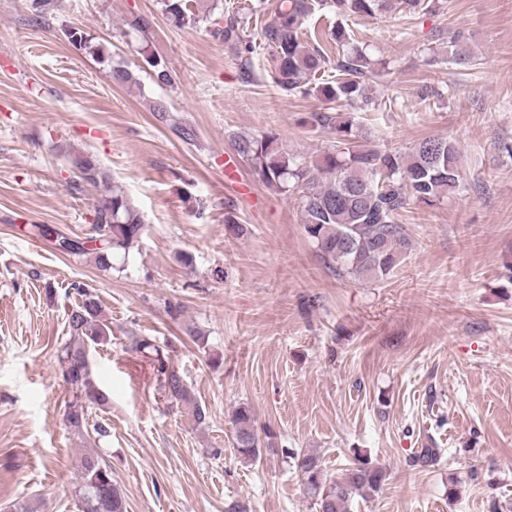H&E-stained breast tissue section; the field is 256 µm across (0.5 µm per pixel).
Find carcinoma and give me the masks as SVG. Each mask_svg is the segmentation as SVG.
Here are the masks:
<instances>
[{"label":"carcinoma","instance_id":"obj_1","mask_svg":"<svg viewBox=\"0 0 512 512\" xmlns=\"http://www.w3.org/2000/svg\"><path fill=\"white\" fill-rule=\"evenodd\" d=\"M191 2L161 0V7L171 22L180 25L196 20ZM442 7L443 0H279L274 18L256 35L249 33L244 24V16L253 13L255 7H229L223 15L224 40L232 42L242 58L248 79H256L259 71L284 96H313L327 104L310 117L312 130L329 135L317 161L309 162L288 152L272 133L236 135L232 147L264 183L297 198L307 237L338 276L380 280L391 275L414 247L400 218L413 203L432 207L459 195L461 154L456 143L446 137L424 138L407 152L356 141L353 122L339 108L359 101L364 111L379 110V104L366 95L365 86L379 73L377 62L366 48L357 45L354 31L339 23L326 36L329 44L336 45V60H331L319 36L305 26V21L315 13L348 20L352 16L372 17L393 8L416 17ZM66 36L74 46L104 57L103 47L93 44L83 30L69 27ZM140 54L151 67L155 83L174 84L166 64L143 49ZM109 77L118 86L141 84L139 72L123 65L111 66ZM72 163L81 180L100 189L94 204L97 244L77 246L75 250L94 255L99 268L109 271L114 254L134 247L145 232V224L124 192L110 185L108 172L93 153L75 154ZM79 295V303L67 314L70 339L60 356L63 377L74 393L67 421L78 432L87 427L89 409L107 402L106 394L92 378L87 352L108 342L112 333L97 296L86 289ZM131 347L156 369L170 403L192 407L195 420L204 422L206 410L169 367L152 337L133 336ZM232 424L233 448L244 459L257 460L261 443L249 408H237ZM291 455L315 512H346L352 494L377 493L386 480L381 468L361 460L328 483L323 480L317 456L294 449ZM441 457V449L426 445L416 449L411 464L426 468ZM78 479L75 494L81 512H125L124 497L112 478V468L97 454L80 456Z\"/></svg>","mask_w":512,"mask_h":512}]
</instances>
